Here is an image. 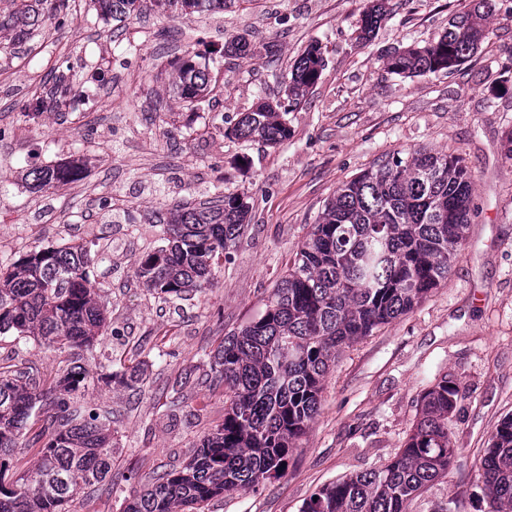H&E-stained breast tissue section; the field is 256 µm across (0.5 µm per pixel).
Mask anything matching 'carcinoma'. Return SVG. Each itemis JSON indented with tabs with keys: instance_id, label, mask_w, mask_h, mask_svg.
<instances>
[{
	"instance_id": "1",
	"label": "carcinoma",
	"mask_w": 512,
	"mask_h": 512,
	"mask_svg": "<svg viewBox=\"0 0 512 512\" xmlns=\"http://www.w3.org/2000/svg\"><path fill=\"white\" fill-rule=\"evenodd\" d=\"M98 14L123 21L144 0H92ZM233 0H150L159 12L219 13ZM492 0L448 21L436 41L388 56L398 75L458 70L487 38ZM69 0H9L0 11V39L20 45L46 22L62 26ZM388 15L387 0H371L359 20L366 39ZM319 44H311L288 78L286 101L259 103L240 113L234 135L276 146L290 137L292 112L323 74ZM208 67L190 55L175 69L172 91L194 103L212 92ZM73 165L32 171L38 188L75 178ZM474 191L460 159L446 152L396 157L343 184L298 247L288 274L273 289L260 318L224 337L210 369L224 381V423L206 435L178 470L134 490L122 512H205L226 492L252 489L280 477L296 440L316 419L324 379L336 353L376 327L409 312L448 280L449 263L466 241ZM250 204L228 194L171 213L166 245L133 263L134 276L163 299L202 292L215 260L236 245ZM84 244L30 251L0 268V335L31 336L65 354L53 377L37 379L0 364V512H69L85 489L112 478V411L85 399L88 362L107 327L105 305L90 278ZM126 389L142 374L105 373ZM457 384L442 378L422 396L421 417L404 448L389 462L327 485L301 512H407L409 501L448 473V414ZM37 449L34 464L19 453ZM479 477L489 512H512V415L500 421L481 460Z\"/></svg>"
}]
</instances>
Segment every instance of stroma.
<instances>
[{
    "mask_svg": "<svg viewBox=\"0 0 512 512\" xmlns=\"http://www.w3.org/2000/svg\"><path fill=\"white\" fill-rule=\"evenodd\" d=\"M62 28L35 32L24 52L0 55V264L26 252L84 242L100 259L90 274L108 329L89 364V398L112 409L118 446L111 481L79 494L71 512H121L132 481L181 468L224 421V384L209 356L225 336L257 320L324 204L373 164L416 149L462 157L474 180L467 244L447 282L409 313L346 346L326 378L315 422L285 474L257 491L230 492L207 512H300L330 482L369 471L403 448L421 395L442 377L461 396L448 416L458 456L408 512H488L478 466L497 424L512 415V0H498L490 38L453 73L403 77L383 66L395 50L437 39L471 0H390L387 20L358 38L366 0H235L224 12L167 16L153 10L117 23L77 0ZM241 36L246 57L225 54ZM325 69L285 116L288 141L235 138L240 113L286 97L285 79L311 42ZM200 53L219 85L191 105L166 92L186 51ZM71 68L57 70L59 59ZM94 105L42 112L22 106L57 83L73 93L97 74ZM496 98L488 107V98ZM80 158L79 178L40 191L30 172ZM241 193L250 218L212 288L162 302L132 263L162 246L157 218L174 205ZM38 376L59 356L32 339L0 338V363ZM139 365V390L98 384L100 374Z\"/></svg>",
    "mask_w": 512,
    "mask_h": 512,
    "instance_id": "1",
    "label": "stroma"
}]
</instances>
